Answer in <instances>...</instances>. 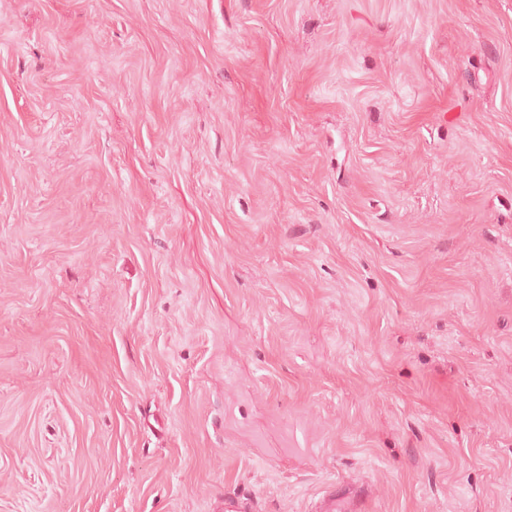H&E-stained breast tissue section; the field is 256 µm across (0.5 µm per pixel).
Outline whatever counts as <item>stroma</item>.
Here are the masks:
<instances>
[{
  "mask_svg": "<svg viewBox=\"0 0 512 512\" xmlns=\"http://www.w3.org/2000/svg\"><path fill=\"white\" fill-rule=\"evenodd\" d=\"M512 512V0H0V512ZM366 492L363 490L356 499L350 493L342 495L329 494L322 500L318 512H360L364 511L366 503Z\"/></svg>",
  "mask_w": 512,
  "mask_h": 512,
  "instance_id": "stroma-1",
  "label": "stroma"
}]
</instances>
